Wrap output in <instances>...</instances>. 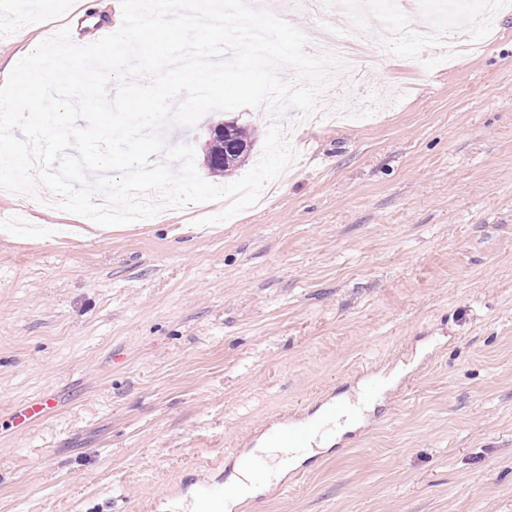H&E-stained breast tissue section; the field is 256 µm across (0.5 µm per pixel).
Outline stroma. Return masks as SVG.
<instances>
[{
	"instance_id": "35a3bbf8",
	"label": "stroma",
	"mask_w": 512,
	"mask_h": 512,
	"mask_svg": "<svg viewBox=\"0 0 512 512\" xmlns=\"http://www.w3.org/2000/svg\"><path fill=\"white\" fill-rule=\"evenodd\" d=\"M0 0V85L44 32L120 0H55L26 23ZM291 15V14H290ZM290 22L356 32L362 78L321 103L353 119L214 110L158 133L203 156L209 122L278 125L298 152L262 202L200 225H91L51 192L0 190V512H165L244 459L278 471L230 512H512V9L479 52L383 51L385 14L325 0ZM368 394L359 446L299 476L266 430ZM55 412L18 428L43 395Z\"/></svg>"
}]
</instances>
